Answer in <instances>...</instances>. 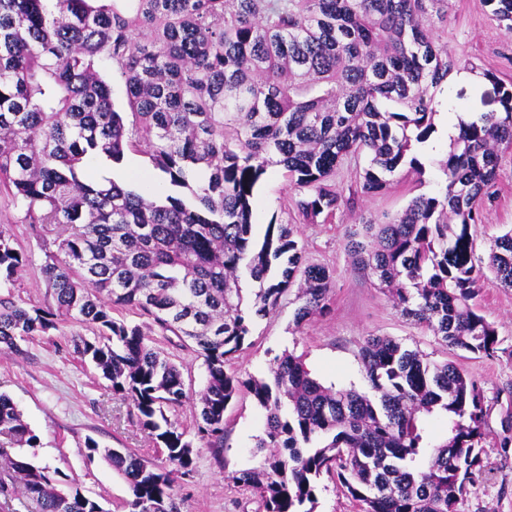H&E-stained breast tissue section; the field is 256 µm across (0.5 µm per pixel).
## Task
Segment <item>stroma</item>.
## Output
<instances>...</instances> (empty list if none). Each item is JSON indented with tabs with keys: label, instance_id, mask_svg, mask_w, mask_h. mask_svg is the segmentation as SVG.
Returning <instances> with one entry per match:
<instances>
[{
	"label": "stroma",
	"instance_id": "stroma-1",
	"mask_svg": "<svg viewBox=\"0 0 512 512\" xmlns=\"http://www.w3.org/2000/svg\"><path fill=\"white\" fill-rule=\"evenodd\" d=\"M447 49L460 62L479 71L492 72L493 80L474 83L451 81L443 86L445 98L482 110V96L493 95L495 81L512 82V34L494 19L483 0H449ZM449 145L432 139L422 161L424 176L409 174L380 195L357 197L352 207L341 209L328 224H301L296 238L307 262L326 266L333 275L334 293L329 312L303 327L293 325L294 306L281 303L277 312L256 320L242 348L229 364L240 378H265L276 355L301 356L312 376L323 385L366 389L359 347L370 334L392 337L419 349L435 362H454L480 384L486 408L484 472L479 475L461 512H512V445L503 446L502 422L512 416V290L486 277L475 304L492 322L500 340L496 357H480L446 346L438 337L410 323L393 307L375 279L355 269L345 249L348 232L363 220L401 212L421 194L436 190L438 160ZM494 202L484 207L475 228L478 254H485L492 237L512 227V150L500 160ZM292 195L277 170H269L255 190L256 237H263L272 215L282 214ZM22 214L7 198L0 197V227L12 236L27 265L14 281L0 286L1 296L27 305L45 306L51 298L41 275L46 262L62 259L52 233L22 223ZM120 319L150 330L155 347L181 364L186 387L200 390L206 378L200 359L181 346L174 335H163L152 318L136 310H123ZM86 326L67 318L59 330L21 342L20 352L0 351V392L17 404L24 420L38 435V463L58 469L75 482L83 494L95 499L104 512H123L129 486L101 455H89L87 440L102 448H128L156 464L165 457L147 430L132 416L131 406L115 399L112 388L90 363L81 361L75 346L91 338ZM177 420L187 439L194 442L195 464L189 475L176 479L180 512H259L261 503L252 491L229 479L231 472L255 465L254 443L263 431L265 412L247 392H240L224 415V448L214 455L196 442L195 405L186 401Z\"/></svg>",
	"mask_w": 512,
	"mask_h": 512
}]
</instances>
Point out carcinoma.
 Listing matches in <instances>:
<instances>
[{"mask_svg":"<svg viewBox=\"0 0 512 512\" xmlns=\"http://www.w3.org/2000/svg\"><path fill=\"white\" fill-rule=\"evenodd\" d=\"M485 2L511 34L512 0ZM442 13L448 0H0V192L23 223L55 226L65 255L42 267L52 304L0 297V349L20 351L61 316L93 330L77 352L174 466L88 441L129 483L124 512H178L175 474L194 464L192 442L168 416L188 398L182 371L140 326L112 316L126 308L193 342L207 372L196 424L208 447H224V412L239 392L265 410L257 464L230 475L263 512H314L324 475L359 512H461L484 468L486 409L456 365L369 335L360 346L367 392L326 387L287 352L267 380L226 369L254 319L291 288L295 328L329 308L333 276L304 262L294 224L332 221L405 167L424 174L413 147L435 132V93L450 73L474 71L433 28ZM496 87L500 110L473 114L441 161L444 187L365 221L347 241L402 316L486 358L497 355L498 333L471 301L488 271L512 288V228L485 259L472 233L499 152L512 147V84ZM361 155L346 194L336 173ZM131 156L157 172L163 196L88 170L101 160L119 171ZM272 167L295 192L294 218H271L259 242L252 199ZM26 262L0 230V282ZM435 414L448 419L439 443L424 425ZM0 437L4 504L99 512L59 470L21 452L38 436L2 393Z\"/></svg>","mask_w":512,"mask_h":512,"instance_id":"1","label":"carcinoma"}]
</instances>
